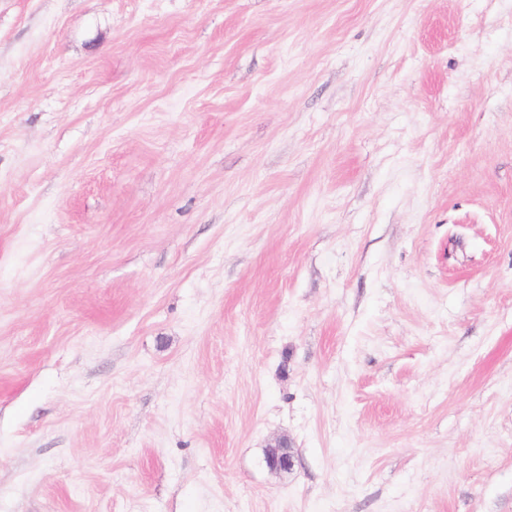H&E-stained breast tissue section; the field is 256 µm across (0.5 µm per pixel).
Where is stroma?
<instances>
[{
    "mask_svg": "<svg viewBox=\"0 0 512 512\" xmlns=\"http://www.w3.org/2000/svg\"><path fill=\"white\" fill-rule=\"evenodd\" d=\"M0 512H512V0H0ZM265 462L273 472H288L294 467L293 455L289 451L288 439L277 440L266 449Z\"/></svg>",
    "mask_w": 512,
    "mask_h": 512,
    "instance_id": "stroma-1",
    "label": "stroma"
}]
</instances>
